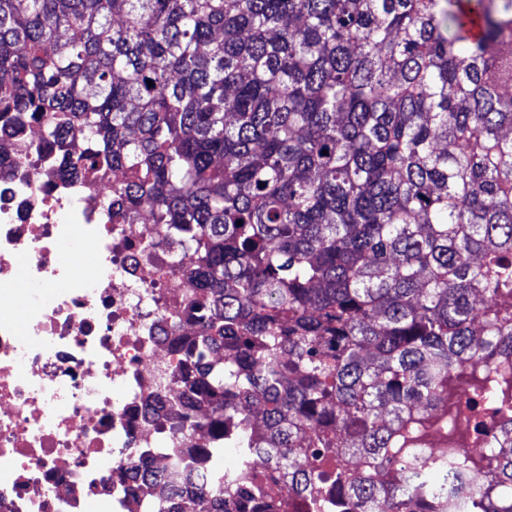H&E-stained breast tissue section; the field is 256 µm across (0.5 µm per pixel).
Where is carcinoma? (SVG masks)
Wrapping results in <instances>:
<instances>
[{"instance_id": "1", "label": "carcinoma", "mask_w": 512, "mask_h": 512, "mask_svg": "<svg viewBox=\"0 0 512 512\" xmlns=\"http://www.w3.org/2000/svg\"><path fill=\"white\" fill-rule=\"evenodd\" d=\"M508 86L512 0H0V133L121 173L199 282L162 385L210 440L147 508L279 512L263 461L303 512H512L511 419L487 480L421 457L458 383L512 404Z\"/></svg>"}]
</instances>
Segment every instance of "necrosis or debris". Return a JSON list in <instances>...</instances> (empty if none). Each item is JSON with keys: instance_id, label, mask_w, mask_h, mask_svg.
I'll list each match as a JSON object with an SVG mask.
<instances>
[{"instance_id": "4bbe7bcc", "label": "necrosis or debris", "mask_w": 512, "mask_h": 512, "mask_svg": "<svg viewBox=\"0 0 512 512\" xmlns=\"http://www.w3.org/2000/svg\"><path fill=\"white\" fill-rule=\"evenodd\" d=\"M32 141L0 139V512H146L128 474L142 458L168 465L161 425L184 418L188 448L208 438L202 404L156 395L173 336L192 332L172 317L196 281L167 225L112 223L111 181L65 174ZM68 241L79 247L64 259ZM503 421L460 393L427 447L480 454Z\"/></svg>"}]
</instances>
